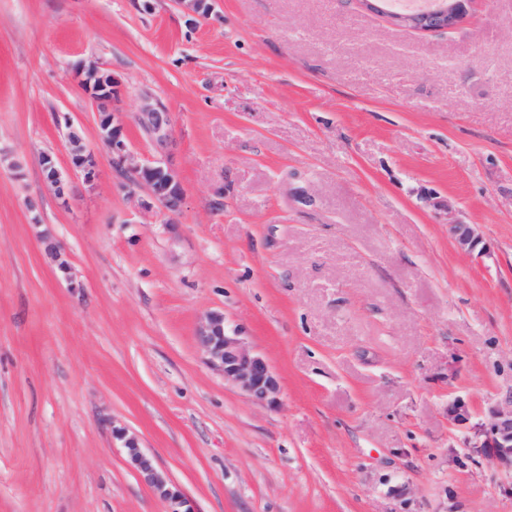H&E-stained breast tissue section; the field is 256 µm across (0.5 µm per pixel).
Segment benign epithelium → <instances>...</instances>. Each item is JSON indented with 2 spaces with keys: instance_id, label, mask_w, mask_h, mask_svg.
<instances>
[{
  "instance_id": "benign-epithelium-1",
  "label": "benign epithelium",
  "mask_w": 512,
  "mask_h": 512,
  "mask_svg": "<svg viewBox=\"0 0 512 512\" xmlns=\"http://www.w3.org/2000/svg\"><path fill=\"white\" fill-rule=\"evenodd\" d=\"M178 4L191 22L206 17L209 12L208 0H178ZM467 11L469 8L461 7L459 0H450L435 10L394 14L392 18L421 32H435L457 27ZM79 72L83 90L100 104L99 135L108 151L112 170L122 178H131L125 182L126 186L146 189L152 203L164 212L179 213L184 201V188L178 172L166 161L171 140L170 113L151 92H140V107L133 121L148 131L155 156L146 163H138L130 149L126 122L119 108L125 87L95 61L79 64ZM68 143L72 167L83 174L85 181H93L97 169L95 153L83 145L80 135L73 129L68 133ZM42 172L57 197L68 200L69 183L49 154L42 156ZM448 229L459 248L466 253H472L481 243L471 224L450 221ZM197 337L207 361L223 374L224 382L237 387L255 404L270 408L278 405L281 390L275 371L261 355L246 346L238 330L226 327L223 315L209 314L199 327ZM112 437L122 443L131 465L166 505L167 512H198L195 501L157 470L153 458L143 451L135 434L114 425ZM467 444L470 448L498 449L499 460L512 467V399L491 410L488 421L474 428Z\"/></svg>"
}]
</instances>
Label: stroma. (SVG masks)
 <instances>
[{"instance_id":"1","label":"stroma","mask_w":512,"mask_h":512,"mask_svg":"<svg viewBox=\"0 0 512 512\" xmlns=\"http://www.w3.org/2000/svg\"><path fill=\"white\" fill-rule=\"evenodd\" d=\"M209 2L191 26L176 0H0V512H166L116 424L200 512H512V471L465 446L512 394V0L429 33L356 0ZM87 60L140 161L139 91L168 108L176 223L114 174ZM210 312L278 408L208 364ZM69 128L68 143L71 147V165L83 174L86 182H91L96 177L97 157L93 151L83 145L82 139L77 131L72 127ZM41 162L45 181L54 188L57 197L66 202L70 195L69 183L61 175L50 154H44ZM448 229L459 248L466 253H472L481 243L479 235L471 224L450 221L448 222ZM198 342L207 361L253 403L275 407L280 401L278 377L268 362L251 351L236 329H229L224 316L209 314L199 327Z\"/></svg>"}]
</instances>
